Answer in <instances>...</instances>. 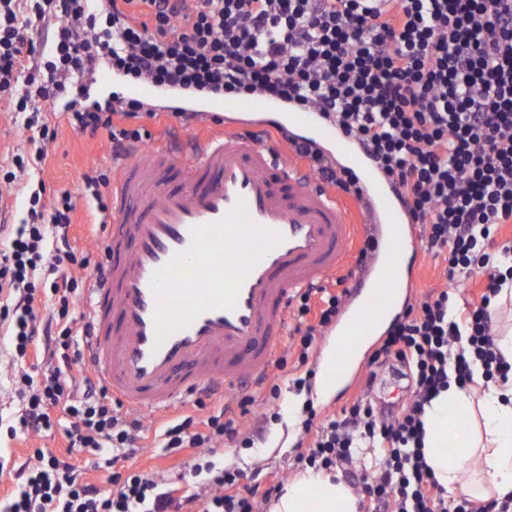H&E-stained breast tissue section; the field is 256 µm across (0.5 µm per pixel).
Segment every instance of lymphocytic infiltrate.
Masks as SVG:
<instances>
[{"label": "lymphocytic infiltrate", "instance_id": "obj_1", "mask_svg": "<svg viewBox=\"0 0 512 512\" xmlns=\"http://www.w3.org/2000/svg\"><path fill=\"white\" fill-rule=\"evenodd\" d=\"M137 86L210 94L225 101L258 97L319 112L357 142L397 185L426 240L442 257L443 277H483L476 298L453 309L446 288L433 290L396 320L371 365L409 369L412 386L400 411L357 398L340 417L306 406L303 468L342 471L363 512H512V497L448 500L422 448L428 404L449 383L512 379L496 345V299L512 284L488 243L512 224V0H0V101L20 118L33 156L13 154L0 168V331L18 365L12 385L20 407L10 437L63 431L61 448L33 449L17 466L0 464V512H261L276 484L242 487L243 473L196 463L199 492L174 497L152 470L119 473L124 451L144 437L137 412L121 411L100 380L83 369L90 323H78L71 300L78 281L68 266L88 267L72 246L77 202L69 191L46 198L41 177L64 114L80 133L107 131L112 153L142 141L141 119L156 109L138 98L89 105L85 81L98 70ZM314 175L353 193L354 173L314 146L280 132ZM26 215L13 220V199ZM350 274L335 289L295 298L297 358L290 382L305 388L317 336L341 312ZM254 396L205 414L204 399L164 424L172 451L253 442L230 417ZM377 449L372 470H354L356 448ZM110 468L112 494L87 478L82 460Z\"/></svg>", "mask_w": 512, "mask_h": 512}]
</instances>
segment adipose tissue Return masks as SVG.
I'll list each match as a JSON object with an SVG mask.
<instances>
[{"mask_svg": "<svg viewBox=\"0 0 512 512\" xmlns=\"http://www.w3.org/2000/svg\"><path fill=\"white\" fill-rule=\"evenodd\" d=\"M471 417L468 425L453 413ZM424 454L448 493L486 500L512 494V386L492 385L471 395L457 387L427 409ZM270 512H358V498L342 480L306 472L289 481Z\"/></svg>", "mask_w": 512, "mask_h": 512, "instance_id": "1", "label": "adipose tissue"}]
</instances>
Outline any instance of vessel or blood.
<instances>
[{
    "label": "vessel or blood",
    "mask_w": 512,
    "mask_h": 512,
    "mask_svg": "<svg viewBox=\"0 0 512 512\" xmlns=\"http://www.w3.org/2000/svg\"><path fill=\"white\" fill-rule=\"evenodd\" d=\"M193 109L224 121L184 147L114 161L104 272L87 307V365L124 408L151 415L264 380L289 332L292 296L335 280L369 234L379 275L332 329L330 372L344 377L406 288L403 258L415 243L393 188L334 127L317 123L312 139L352 161L355 196L318 182L291 150L250 137L256 112H282L268 132L291 125L281 104L207 99Z\"/></svg>",
    "instance_id": "1"
}]
</instances>
